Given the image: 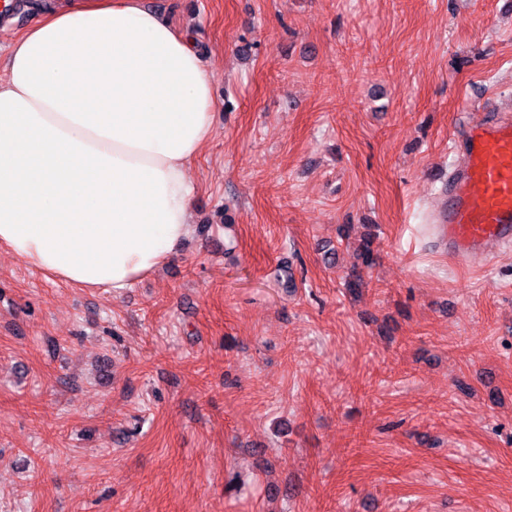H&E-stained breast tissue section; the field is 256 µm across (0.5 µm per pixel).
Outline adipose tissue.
Here are the masks:
<instances>
[{"label": "adipose tissue", "instance_id": "1", "mask_svg": "<svg viewBox=\"0 0 512 512\" xmlns=\"http://www.w3.org/2000/svg\"><path fill=\"white\" fill-rule=\"evenodd\" d=\"M0 77V248L121 292L190 236L189 166L214 133L195 38L141 0H50Z\"/></svg>", "mask_w": 512, "mask_h": 512}]
</instances>
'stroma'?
I'll list each match as a JSON object with an SVG mask.
<instances>
[{
  "label": "stroma",
  "mask_w": 512,
  "mask_h": 512,
  "mask_svg": "<svg viewBox=\"0 0 512 512\" xmlns=\"http://www.w3.org/2000/svg\"><path fill=\"white\" fill-rule=\"evenodd\" d=\"M144 2L212 77L193 233L118 294L0 251V512H512V249L425 230L512 0Z\"/></svg>",
  "instance_id": "stroma-1"
}]
</instances>
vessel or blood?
Wrapping results in <instances>:
<instances>
[{"label": "vessel or blood", "instance_id": "obj_1", "mask_svg": "<svg viewBox=\"0 0 512 512\" xmlns=\"http://www.w3.org/2000/svg\"><path fill=\"white\" fill-rule=\"evenodd\" d=\"M461 150L463 164L438 192L431 235L450 258H487L512 246V119L473 117Z\"/></svg>", "mask_w": 512, "mask_h": 512}]
</instances>
